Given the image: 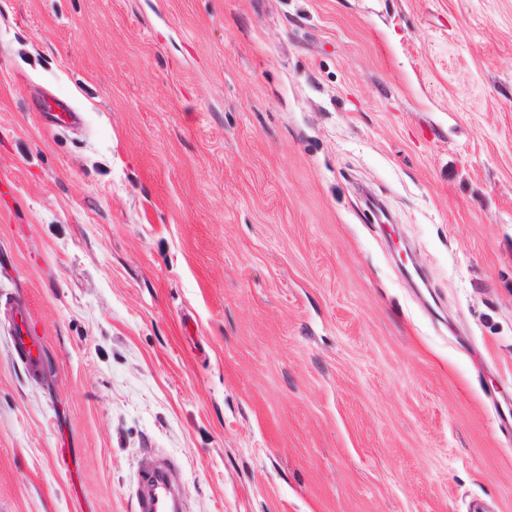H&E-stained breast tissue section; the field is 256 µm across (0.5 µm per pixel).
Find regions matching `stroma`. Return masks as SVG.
I'll return each mask as SVG.
<instances>
[{"label":"stroma","mask_w":512,"mask_h":512,"mask_svg":"<svg viewBox=\"0 0 512 512\" xmlns=\"http://www.w3.org/2000/svg\"><path fill=\"white\" fill-rule=\"evenodd\" d=\"M148 462L182 512H512V0H0V512ZM29 311L26 307H19L15 312L13 344L16 353L24 364L27 372L35 375L40 372L43 363V347L39 336L32 332ZM28 339V342H25ZM36 350V355H33Z\"/></svg>","instance_id":"obj_1"}]
</instances>
